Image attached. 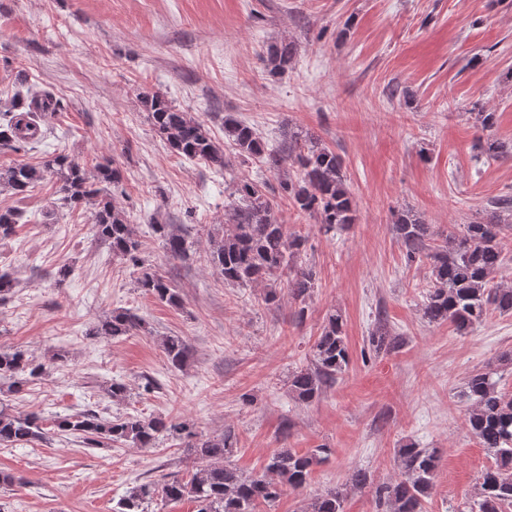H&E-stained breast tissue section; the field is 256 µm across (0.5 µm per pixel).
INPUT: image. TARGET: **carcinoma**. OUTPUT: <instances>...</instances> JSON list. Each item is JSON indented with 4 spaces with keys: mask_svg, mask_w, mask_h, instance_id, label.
Wrapping results in <instances>:
<instances>
[{
    "mask_svg": "<svg viewBox=\"0 0 512 512\" xmlns=\"http://www.w3.org/2000/svg\"><path fill=\"white\" fill-rule=\"evenodd\" d=\"M295 53V44L289 41L270 46L269 75L276 77L285 72ZM142 102L153 129L173 153L221 170L227 167L224 151L190 113L157 92L144 94ZM53 109V98L47 91L29 88L24 94L16 93L11 108L0 113V149L19 152L38 142L45 113ZM224 137L236 146L242 160L257 159L281 176L280 189L290 204L302 213L317 215L324 232L355 222L353 193L342 158L335 151L298 132L288 133V141L273 145L231 114L224 116ZM479 148L493 159L509 155L506 145L490 135L480 140ZM49 174L61 183L62 205L96 202L94 227L98 239L109 246L112 256L139 265V242L133 225L109 193L110 187L121 181L119 170L107 162L96 165L90 173L67 155L53 153L39 166L19 164L1 170L0 185L23 194ZM497 205L501 214L487 221L474 220L464 225L462 234L435 246L430 244L429 225L417 214L410 210L395 214L393 228L406 262L425 258L429 263V281L422 301L423 317L428 322H449L458 333L465 334L492 311L512 314V288L495 283L505 261L502 235L512 229V198L499 199ZM224 208L230 224L211 250V263L224 282L237 287L272 282L274 286L265 295L268 304L279 301L280 286L293 300L305 301L316 286L314 269L297 264L305 251L306 238L288 232L262 185L254 180L239 181ZM20 219L21 214L13 210H0V241L15 234ZM150 228L171 257L187 259L188 240L179 230L170 224H152ZM284 274L286 281L278 283ZM136 284L162 303L180 305L178 292L160 274L143 269ZM146 330L145 319L125 309L97 320L86 335L119 338ZM368 343L377 354L400 347L399 340L383 325L371 331ZM161 347L174 368L183 367L191 357L190 345L180 336L162 337ZM349 363L343 317L331 313L312 347L311 365L289 376L288 391L296 400L312 403L336 383ZM46 370L47 365L34 363L22 350H0V381L14 395L22 393ZM493 375L491 370L475 372L468 376L464 387L470 402L466 415L469 431L494 458V466L481 477L470 512H512V392L500 389ZM54 427L57 432L81 436L92 448L127 443L150 448L160 437L168 436L183 442L205 461L187 480L174 477L134 488L118 501L115 512H142V504L156 496L163 502L191 499L198 503L199 512H255L259 503L275 501L285 486L303 490L313 467L323 462L321 448L306 453L281 448L268 458L261 472L245 476L226 464L237 443L229 428L222 436L204 439L186 422L154 416L107 420L91 410L59 416ZM46 435L40 415L0 409V444L23 446ZM396 455L398 477L376 487V512H423L425 500L434 489L440 452L409 444L397 449ZM345 500L346 488L336 487L311 499L303 512H344Z\"/></svg>",
    "mask_w": 512,
    "mask_h": 512,
    "instance_id": "obj_1",
    "label": "carcinoma"
}]
</instances>
